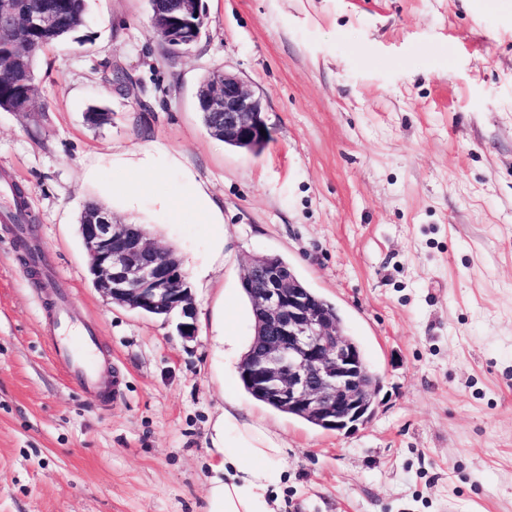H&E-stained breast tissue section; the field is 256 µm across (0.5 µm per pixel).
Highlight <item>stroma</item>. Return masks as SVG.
I'll return each instance as SVG.
<instances>
[{"label":"stroma","mask_w":512,"mask_h":512,"mask_svg":"<svg viewBox=\"0 0 512 512\" xmlns=\"http://www.w3.org/2000/svg\"><path fill=\"white\" fill-rule=\"evenodd\" d=\"M205 8L199 40L174 49L147 0H87L79 42L38 57L37 112H0V179L31 217L18 237L0 197V512H205L208 434L231 399L286 450L279 512H512V0ZM217 68L262 96L261 152L203 126L196 92ZM94 107L110 123L89 125ZM190 178L223 223L171 218ZM130 179L153 183L136 203L151 238L194 261L193 339L92 285L81 213L121 214ZM265 254L336 305L379 375L356 430L263 406L215 347L222 328L249 343L241 275ZM62 299L120 380L111 401L52 354Z\"/></svg>","instance_id":"stroma-1"}]
</instances>
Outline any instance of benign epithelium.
<instances>
[{
  "label": "benign epithelium",
  "mask_w": 512,
  "mask_h": 512,
  "mask_svg": "<svg viewBox=\"0 0 512 512\" xmlns=\"http://www.w3.org/2000/svg\"><path fill=\"white\" fill-rule=\"evenodd\" d=\"M175 12L156 7L152 35L173 48L195 43L204 26V0H174ZM0 31L21 40L10 0H0ZM197 99L222 119L208 128L224 142L250 145L270 139L262 97L238 74L219 68ZM92 283L103 297L131 310L178 317L177 331L196 336V304L173 248H157L139 224H125L102 208L79 224ZM242 288L252 293L253 352L240 376L263 399L328 431H352L373 412L380 380L363 351L320 300L271 255L247 263Z\"/></svg>",
  "instance_id": "1"
}]
</instances>
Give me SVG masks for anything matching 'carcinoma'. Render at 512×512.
<instances>
[{
	"instance_id": "obj_1",
	"label": "carcinoma",
	"mask_w": 512,
	"mask_h": 512,
	"mask_svg": "<svg viewBox=\"0 0 512 512\" xmlns=\"http://www.w3.org/2000/svg\"><path fill=\"white\" fill-rule=\"evenodd\" d=\"M19 18L43 9L56 17L54 33L34 27L24 29V44L33 55L19 52L14 40L0 42V112H13L26 100L39 95L38 55L47 46L73 36L86 21L85 0H12Z\"/></svg>"
}]
</instances>
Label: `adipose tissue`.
Returning <instances> with one entry per match:
<instances>
[{
	"mask_svg": "<svg viewBox=\"0 0 512 512\" xmlns=\"http://www.w3.org/2000/svg\"><path fill=\"white\" fill-rule=\"evenodd\" d=\"M207 454L212 477L206 512H277L270 490L284 450L268 434L226 409L211 428Z\"/></svg>",
	"mask_w": 512,
	"mask_h": 512,
	"instance_id": "adipose-tissue-1",
	"label": "adipose tissue"
}]
</instances>
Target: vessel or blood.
Instances as JSON below:
<instances>
[{
    "instance_id": "1",
    "label": "vessel or blood",
    "mask_w": 512,
    "mask_h": 512,
    "mask_svg": "<svg viewBox=\"0 0 512 512\" xmlns=\"http://www.w3.org/2000/svg\"><path fill=\"white\" fill-rule=\"evenodd\" d=\"M50 333L55 337L52 352L56 358L67 362L71 378L100 396H108L111 389L100 374V361L94 354L96 338L92 329L77 327L66 305L59 304L55 307Z\"/></svg>"
}]
</instances>
